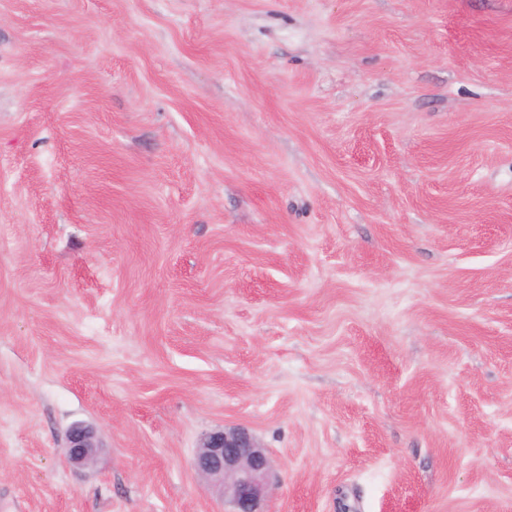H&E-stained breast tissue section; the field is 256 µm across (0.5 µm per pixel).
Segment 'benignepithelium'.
Masks as SVG:
<instances>
[{"mask_svg":"<svg viewBox=\"0 0 512 512\" xmlns=\"http://www.w3.org/2000/svg\"><path fill=\"white\" fill-rule=\"evenodd\" d=\"M98 444L92 427L77 423L66 439L68 460L79 466L94 463ZM196 473L217 487L232 512H264L272 492L273 461L252 432L232 427L205 435L192 462Z\"/></svg>","mask_w":512,"mask_h":512,"instance_id":"1","label":"benign epithelium"}]
</instances>
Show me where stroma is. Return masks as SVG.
<instances>
[{"instance_id": "obj_1", "label": "stroma", "mask_w": 512, "mask_h": 512, "mask_svg": "<svg viewBox=\"0 0 512 512\" xmlns=\"http://www.w3.org/2000/svg\"><path fill=\"white\" fill-rule=\"evenodd\" d=\"M239 425L512 512V0H0V512H230ZM98 444L92 427L77 423L73 425L66 439L65 452L68 460L79 466L94 463Z\"/></svg>"}]
</instances>
